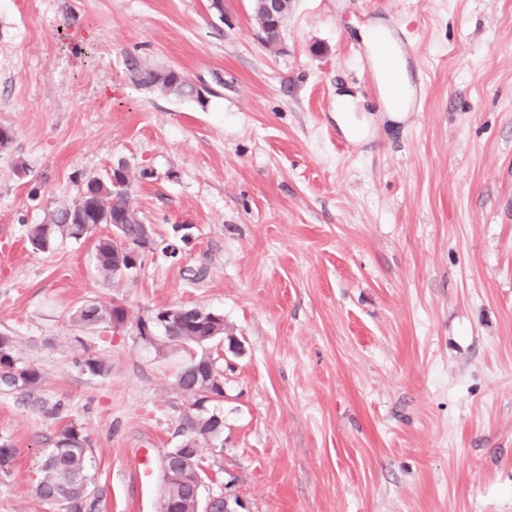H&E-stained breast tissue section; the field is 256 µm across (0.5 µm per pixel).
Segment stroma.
<instances>
[{
    "label": "stroma",
    "mask_w": 512,
    "mask_h": 512,
    "mask_svg": "<svg viewBox=\"0 0 512 512\" xmlns=\"http://www.w3.org/2000/svg\"><path fill=\"white\" fill-rule=\"evenodd\" d=\"M395 29L420 96L397 120L373 68ZM133 58L203 97L137 86ZM343 94L360 135L336 120ZM0 130V333L45 375L0 391L16 450L0 512H64L36 485L69 422L96 512H157L192 351L155 352L136 323L173 305L223 314L238 342L211 404L224 441L198 442L203 495L512 512V0H294L273 48L252 0H0ZM120 164L152 173L135 186L159 243L142 266L97 271L107 224L31 248L29 225ZM115 302L120 330L70 320Z\"/></svg>",
    "instance_id": "1"
}]
</instances>
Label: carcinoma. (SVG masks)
<instances>
[{"mask_svg": "<svg viewBox=\"0 0 512 512\" xmlns=\"http://www.w3.org/2000/svg\"><path fill=\"white\" fill-rule=\"evenodd\" d=\"M133 82L141 87L155 88L178 96L200 97V90L177 69L159 70L132 59L128 63ZM109 170L105 175L84 178L67 207L57 211L49 224H34L28 228V241L34 250L50 248L57 235L81 239L99 224L119 220L125 226V243L117 244L112 237L103 236L95 243L97 270L105 276L117 271L118 262L126 254L142 246V221L132 205L134 177L129 175L120 185L112 182ZM160 308L151 317L154 332L149 344L162 351L170 346L199 347L216 340L211 335L215 328L212 312L197 307H186L179 320L165 325ZM75 323L97 327L112 326V320H128L125 307L88 304L73 314ZM42 372L17 356L13 337L0 334V389L4 391H31L43 382ZM179 388L196 396V412L182 418V429L189 433L176 448L165 449L164 455L181 460L180 469L165 476L164 489L158 503V512H203L205 500L202 489L193 483L205 474L204 459L199 454L197 439L218 440L224 432V419L205 409V403L224 397V375L218 358L199 356L190 359L177 372ZM16 457V449L6 439H0V474L9 475ZM91 448L83 429L69 423L60 428L47 449L41 464L37 485L38 496L46 501L60 499L65 512H90Z\"/></svg>", "mask_w": 512, "mask_h": 512, "instance_id": "1", "label": "carcinoma"}]
</instances>
